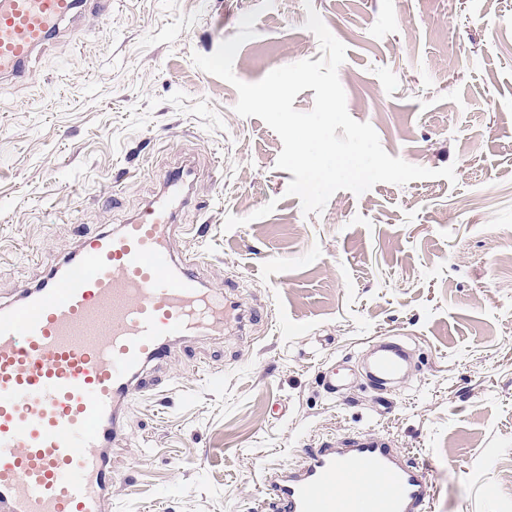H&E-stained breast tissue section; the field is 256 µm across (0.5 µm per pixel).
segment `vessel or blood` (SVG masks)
<instances>
[{
    "label": "vessel or blood",
    "mask_w": 512,
    "mask_h": 512,
    "mask_svg": "<svg viewBox=\"0 0 512 512\" xmlns=\"http://www.w3.org/2000/svg\"><path fill=\"white\" fill-rule=\"evenodd\" d=\"M112 0H0V82L25 81L68 23ZM188 168L111 232L81 236L17 302L0 303V512H112L109 448L124 438L122 405L153 391L144 375L175 337L223 319L193 259L176 257ZM410 358L400 337L367 362L379 388ZM269 512H428L427 468L386 439L335 440L263 480Z\"/></svg>",
    "instance_id": "vessel-or-blood-1"
}]
</instances>
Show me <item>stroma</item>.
I'll list each match as a JSON object with an SVG mask.
<instances>
[{"label": "stroma", "mask_w": 512, "mask_h": 512, "mask_svg": "<svg viewBox=\"0 0 512 512\" xmlns=\"http://www.w3.org/2000/svg\"><path fill=\"white\" fill-rule=\"evenodd\" d=\"M309 3L346 47L349 115L454 180L341 190L310 214L288 194L280 137L192 56L255 10L238 80L318 60ZM33 69L0 85V299L126 223L188 159L209 205L181 215L174 252L262 315L180 338L153 368L158 391L129 401L110 450L114 512H261L268 470L356 434L428 468L432 512H512V0H112ZM383 336L407 337L409 377L323 390L319 372Z\"/></svg>", "instance_id": "1"}]
</instances>
